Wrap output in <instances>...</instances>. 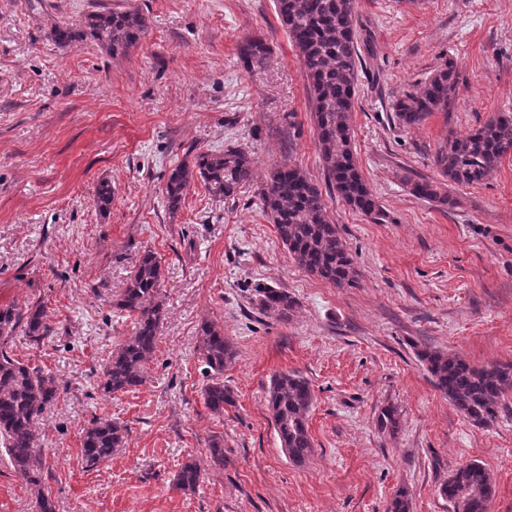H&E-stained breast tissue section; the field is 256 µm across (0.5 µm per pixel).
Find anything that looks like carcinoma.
<instances>
[{"label": "carcinoma", "instance_id": "cac0c4a2", "mask_svg": "<svg viewBox=\"0 0 512 512\" xmlns=\"http://www.w3.org/2000/svg\"><path fill=\"white\" fill-rule=\"evenodd\" d=\"M276 7L309 81L316 139L330 190L371 221H387V214L359 172L352 145L351 120L360 59L356 0H276ZM148 28V17L136 8H102L88 12L77 23L55 24L48 37L59 46L90 42L117 54L136 48ZM239 55L248 68H261L267 64L270 50L262 37L248 36L239 45ZM457 87L458 75L454 65L448 63L437 69L419 91L397 96L393 112L401 125L419 126L431 114L448 109ZM509 147L512 116L504 113L449 138L436 154V165L441 175L457 186L481 184L495 176ZM197 180L212 195L228 197L253 180V160L239 148L198 153L193 166L180 165L168 174L163 188L168 207L178 209ZM407 184L417 197L443 207L455 204L430 181L409 179ZM261 199L280 241L307 272L339 288L356 281L353 259L328 214L323 193L303 170L287 163L274 166L261 189ZM95 204L102 213L110 209V183L99 184ZM161 276L159 258L150 250L143 252L116 301L119 310L135 314V319L132 336L102 366L100 388L107 395L128 392L146 381V365L156 350L165 314ZM257 293L258 305L265 312L286 318L295 307V300L285 290L263 287ZM19 333L36 343L52 337L54 328L43 305L12 303L0 307V444L19 477L33 488L41 484L45 470L35 424L57 398L59 385L51 372L9 354L7 347ZM197 351L211 380L204 390L206 405L221 414L224 406L234 404L222 377L235 352L224 331L209 321L201 323ZM418 358L434 378L436 388L468 420L489 425L499 418L502 400L512 392L511 363L477 367L428 348L420 350ZM313 401V390L302 375L280 372L271 378L268 404L274 428L285 456L297 464L313 452L307 426ZM377 426L383 432L396 433L397 410H381ZM128 438L126 424L97 418L83 431V459L87 466L96 467L125 447ZM200 478L197 464L187 463L175 474L173 486L192 492ZM492 491L490 473L476 461L455 470L439 487L440 495L452 503L454 512H488Z\"/></svg>", "mask_w": 512, "mask_h": 512}]
</instances>
